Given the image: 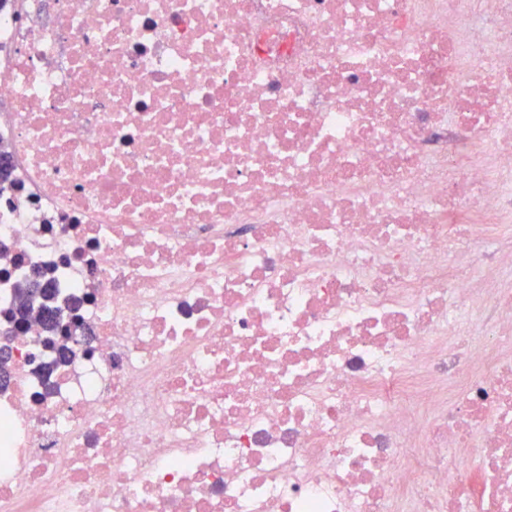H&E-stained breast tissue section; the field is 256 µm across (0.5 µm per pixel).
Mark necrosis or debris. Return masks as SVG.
Masks as SVG:
<instances>
[{"label":"necrosis or debris","mask_w":512,"mask_h":512,"mask_svg":"<svg viewBox=\"0 0 512 512\" xmlns=\"http://www.w3.org/2000/svg\"><path fill=\"white\" fill-rule=\"evenodd\" d=\"M0 148V512H512V0H11Z\"/></svg>","instance_id":"1"}]
</instances>
